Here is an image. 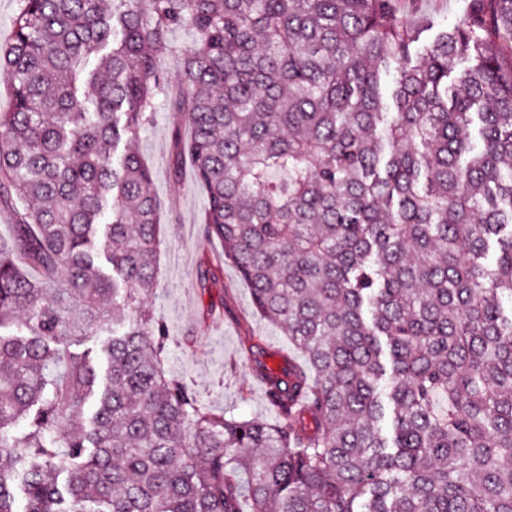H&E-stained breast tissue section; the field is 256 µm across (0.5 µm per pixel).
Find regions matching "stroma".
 <instances>
[{
  "instance_id": "35a3bbf8",
  "label": "stroma",
  "mask_w": 512,
  "mask_h": 512,
  "mask_svg": "<svg viewBox=\"0 0 512 512\" xmlns=\"http://www.w3.org/2000/svg\"><path fill=\"white\" fill-rule=\"evenodd\" d=\"M178 119L158 99L151 125L138 136L139 150L153 169L152 191L165 204L158 289L147 304L169 332V376L186 380L206 406L243 417L276 422L262 385L249 377V338L264 342L269 366L289 358L303 363L280 328L254 309L248 286L224 259V247L206 240L202 216L206 195L191 167L171 174L177 154Z\"/></svg>"
}]
</instances>
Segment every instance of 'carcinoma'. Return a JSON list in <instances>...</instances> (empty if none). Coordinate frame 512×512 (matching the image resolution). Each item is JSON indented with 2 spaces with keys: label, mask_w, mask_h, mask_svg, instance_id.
<instances>
[{
  "label": "carcinoma",
  "mask_w": 512,
  "mask_h": 512,
  "mask_svg": "<svg viewBox=\"0 0 512 512\" xmlns=\"http://www.w3.org/2000/svg\"><path fill=\"white\" fill-rule=\"evenodd\" d=\"M178 28L205 238L306 360L251 368L279 424L167 376L145 307L166 209L135 140ZM504 33L512 0L418 53L396 0H23L0 43V512H512ZM110 310L100 370L70 347Z\"/></svg>",
  "instance_id": "obj_1"
}]
</instances>
